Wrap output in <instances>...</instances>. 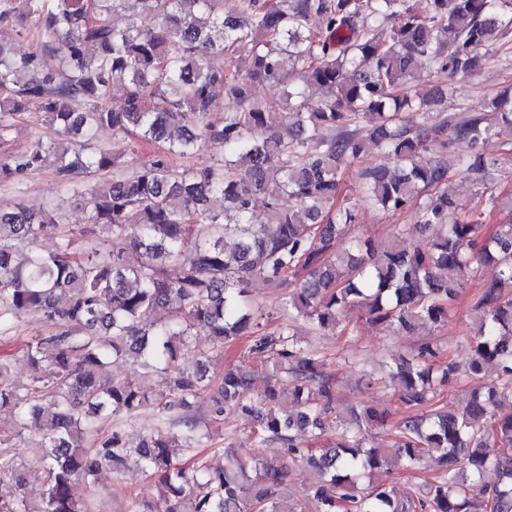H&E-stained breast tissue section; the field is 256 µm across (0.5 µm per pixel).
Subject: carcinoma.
<instances>
[{
  "mask_svg": "<svg viewBox=\"0 0 512 512\" xmlns=\"http://www.w3.org/2000/svg\"><path fill=\"white\" fill-rule=\"evenodd\" d=\"M0 0V144L21 116L43 114L54 136L0 152V184L55 168L66 202L85 213L90 252L80 257L60 231L61 207L34 210L21 197L0 201V335L32 316L49 331L25 344V384L0 360V512H95L99 473L133 463L156 481L157 495L134 496L125 512H299L282 497L293 467L318 472L315 512H512V222L486 230L448 190L436 154L448 136L468 151L458 166L494 202L493 163L480 152L495 125H512V96L490 99V114L415 112L408 84L421 71L454 78L476 70L512 31V0ZM126 22L117 26L113 15ZM34 43L10 53L4 34ZM249 51L246 73L234 55ZM58 65L43 69V58ZM125 89L122 105L112 87ZM259 84L286 88L283 112H268ZM224 109L220 123L208 119ZM374 124L366 126L365 121ZM109 129L139 148L144 161L93 144ZM224 145L216 163L191 160ZM374 145L392 165L362 173L363 198L387 211L418 205L435 237L383 250L347 232L355 204L343 193L345 166ZM292 204L282 206V199ZM264 224L252 222L257 210ZM57 235L55 248H41ZM141 260L132 266L126 254ZM189 258H184L185 254ZM484 278L469 315L475 331L461 340L465 364L426 344L395 364L401 404L427 407L396 427L397 456L415 466L435 458L441 472L400 498L381 474L383 448L366 446L368 428L388 411L336 410L335 379L325 357L302 344L293 324L266 330L248 287L293 285L288 317L313 331L336 330L347 309L410 334L448 320V305L468 273ZM207 330L201 347L195 329ZM245 336L246 356L215 380L210 367L224 344ZM131 356L143 373H160L152 394L104 373ZM250 364L273 367L260 390ZM459 375L476 383L458 412L436 404V385ZM292 388L296 411L279 407V385ZM210 395L201 423L191 413ZM151 406L157 424L136 447L104 430L103 419ZM233 410L252 420L260 443L282 455L247 462L224 449L213 468L186 464L176 450L215 440ZM47 461L43 489L30 501L19 441ZM494 479L487 480L488 475Z\"/></svg>",
  "mask_w": 512,
  "mask_h": 512,
  "instance_id": "cac0c4a2",
  "label": "carcinoma"
}]
</instances>
